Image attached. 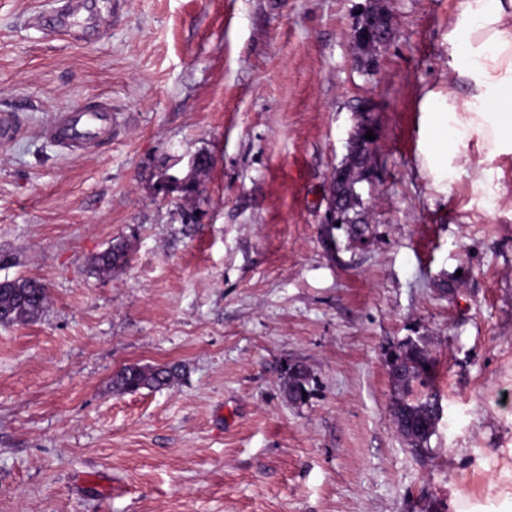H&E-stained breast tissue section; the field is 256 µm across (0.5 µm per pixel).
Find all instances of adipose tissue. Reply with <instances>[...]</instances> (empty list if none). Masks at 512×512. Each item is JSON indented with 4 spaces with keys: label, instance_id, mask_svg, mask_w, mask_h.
<instances>
[{
    "label": "adipose tissue",
    "instance_id": "obj_1",
    "mask_svg": "<svg viewBox=\"0 0 512 512\" xmlns=\"http://www.w3.org/2000/svg\"><path fill=\"white\" fill-rule=\"evenodd\" d=\"M448 65L466 91L436 99L421 128L422 165L436 185L463 173L500 195L491 165L512 156V0H462L448 26Z\"/></svg>",
    "mask_w": 512,
    "mask_h": 512
}]
</instances>
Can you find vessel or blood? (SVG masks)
Listing matches in <instances>:
<instances>
[{"label": "vessel or blood", "mask_w": 512, "mask_h": 512, "mask_svg": "<svg viewBox=\"0 0 512 512\" xmlns=\"http://www.w3.org/2000/svg\"><path fill=\"white\" fill-rule=\"evenodd\" d=\"M41 134L67 154L79 156L93 152L112 136V106L101 100L57 112L42 127Z\"/></svg>", "instance_id": "vessel-or-blood-1"}]
</instances>
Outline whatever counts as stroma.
<instances>
[{
    "instance_id": "1",
    "label": "stroma",
    "mask_w": 512,
    "mask_h": 512,
    "mask_svg": "<svg viewBox=\"0 0 512 512\" xmlns=\"http://www.w3.org/2000/svg\"><path fill=\"white\" fill-rule=\"evenodd\" d=\"M65 0H0V281L49 302L0 325V512H502L512 497V158L489 201L423 168L428 93H448L460 0H385L394 34L368 75L349 33L365 0H100L81 42ZM106 98L110 141L40 134ZM367 110L364 236L327 198ZM198 195L163 197L166 165ZM194 212L186 223L185 212ZM123 239L126 266L90 258ZM425 341L443 415L428 459L391 422L388 354ZM160 390H112L133 364ZM292 365L310 396L284 392ZM199 163L200 160L198 155L192 157L188 164V172L184 175L180 171L169 173L168 171L171 170L176 164L172 163L168 165L161 181V190L166 191L172 189H180L182 187H192L198 192L199 185L195 180V175L199 170ZM180 371L181 369L177 365L130 364L113 376L112 390L119 393H131L141 389L170 387L179 379ZM310 375L302 366L289 367L285 380L284 391L288 399L293 403H302L309 396ZM303 393H306V399H303Z\"/></svg>"
}]
</instances>
